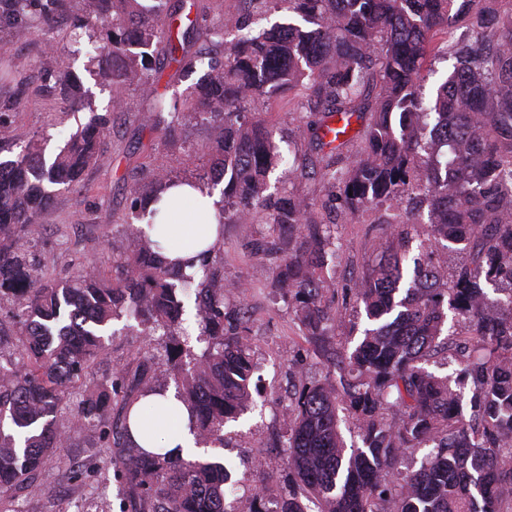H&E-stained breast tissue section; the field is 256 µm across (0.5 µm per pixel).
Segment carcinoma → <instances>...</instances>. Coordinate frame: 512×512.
<instances>
[{
  "label": "carcinoma",
  "mask_w": 512,
  "mask_h": 512,
  "mask_svg": "<svg viewBox=\"0 0 512 512\" xmlns=\"http://www.w3.org/2000/svg\"><path fill=\"white\" fill-rule=\"evenodd\" d=\"M231 16L245 30L227 39L226 17L186 13L178 0H0V29L38 32L76 12L73 38L97 54L88 72L116 90L147 92L159 77L152 47L165 44L167 64L202 75L183 93L153 99L146 122L173 147L184 128L209 117L218 135L197 146L207 175L150 171L130 191V214L154 216L150 205L176 182L221 190L223 223L260 220L305 239L282 258L279 284L310 336H322L325 273L336 260L329 225L336 210L355 212L397 202L392 247L384 261L342 289L365 312L368 326L341 353L339 382L304 385L288 410L285 452L292 486L276 510L255 496L227 499L230 472L217 458L185 459L148 452L129 432L130 413L149 392L173 381L189 407L198 440L224 446V425L250 398L254 364L239 319L224 312V271L209 255L201 278L162 261L156 245L133 226V248L108 268L79 266L60 279L45 276L31 237L60 191L80 185L97 164L111 113L91 107V93L70 71L56 84L73 112L90 116L47 160L33 139L12 160H0V312L20 336L15 355L0 354V497L31 479L67 444L55 426L70 387L80 382L115 335L112 323L132 319L153 336L170 362L167 374L112 371L84 389L75 425L102 423L105 446L120 447L112 465L122 485L121 512H512V0H239ZM294 20L255 27L277 12ZM461 15L470 23L449 31ZM205 36L224 50L217 60L186 46ZM453 70L425 100L419 92L430 57ZM302 92L305 134L316 151L312 173L319 199L268 191L283 151L261 118L266 106ZM365 122L359 154L338 166L336 150L351 119ZM427 211L421 252L410 259L408 214ZM462 253L448 268L441 256ZM412 260V272L404 264ZM498 293L493 297L490 292ZM197 302L200 350L176 338L184 304ZM446 353L453 372L425 367ZM471 397L463 402V390ZM122 397L121 428L112 432V397ZM353 421L359 444L346 448L340 415ZM430 449L420 467L391 476L398 461Z\"/></svg>",
  "instance_id": "obj_1"
}]
</instances>
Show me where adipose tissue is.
Returning a JSON list of instances; mask_svg holds the SVG:
<instances>
[{
  "label": "adipose tissue",
  "instance_id": "obj_1",
  "mask_svg": "<svg viewBox=\"0 0 512 512\" xmlns=\"http://www.w3.org/2000/svg\"><path fill=\"white\" fill-rule=\"evenodd\" d=\"M219 197L201 192L188 184L169 188L158 204L155 223L147 225L152 240L162 247L161 256L170 264L193 263L200 251L222 240L219 223ZM140 406L155 407L157 418L132 425L136 444L149 451L173 450L185 458L199 455L194 434L189 427L190 412L174 391L151 394Z\"/></svg>",
  "mask_w": 512,
  "mask_h": 512
}]
</instances>
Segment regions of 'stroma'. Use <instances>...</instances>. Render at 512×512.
<instances>
[{"mask_svg":"<svg viewBox=\"0 0 512 512\" xmlns=\"http://www.w3.org/2000/svg\"><path fill=\"white\" fill-rule=\"evenodd\" d=\"M71 26L69 18L61 17L53 37L13 32L0 38V62L19 71L30 70L38 60L53 68L70 63L72 71L90 87L96 111L111 115L100 161L85 172L79 189L58 194L34 238L33 250L47 276L53 278L64 276L78 263L111 265L128 252L129 189L144 181L148 168L161 166L192 175L201 167L186 152L166 146L160 132L147 124L146 102H138L128 112H109L116 92L96 84L87 73V56L72 57L67 38ZM34 84L35 91L25 95L0 91V112L11 114L17 141L47 136L46 150L51 153L88 115L69 112L59 91L42 79H35ZM387 213V208L380 206L340 217L338 259L328 268L334 292L377 264L391 233L385 222ZM266 242L277 243L278 252L263 250ZM287 253V234L269 225L243 220L224 227L219 251L224 280L238 285L237 290L225 293L224 309L244 312L257 371L250 405L237 421L226 424L219 454L240 479V493L261 492L269 499L288 490L282 414L292 405L301 384L322 383L333 377L337 355L356 344L357 331L366 325L363 310L343 304L333 292L325 301L336 314L335 325L326 335L305 336L287 290L275 283V267ZM113 327L118 334L90 372V379H99L116 367L135 370L140 352L147 349V338L137 328L125 327L120 320ZM81 393V388L70 389L57 413L59 429L70 436L67 448L49 457L27 485L11 492L8 505L16 512H58L63 502L69 504L70 512H120L121 485L109 464L100 426L87 425L76 434L71 431ZM76 467L82 468V476L66 480V472Z\"/></svg>","mask_w":512,"mask_h":512,"instance_id":"35a3bbf8","label":"stroma"}]
</instances>
